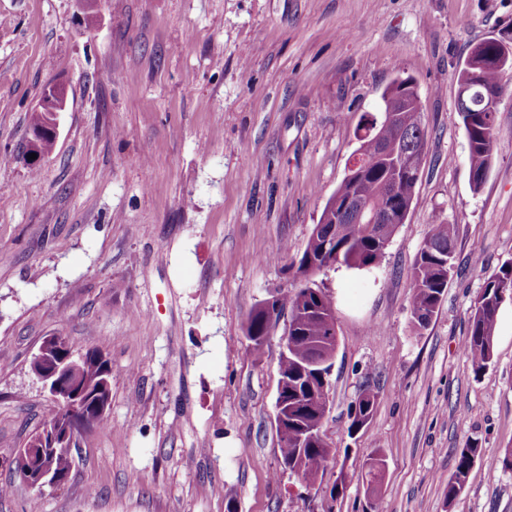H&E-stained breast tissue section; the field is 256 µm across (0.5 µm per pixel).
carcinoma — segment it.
I'll return each instance as SVG.
<instances>
[{
  "label": "carcinoma",
  "instance_id": "carcinoma-1",
  "mask_svg": "<svg viewBox=\"0 0 512 512\" xmlns=\"http://www.w3.org/2000/svg\"><path fill=\"white\" fill-rule=\"evenodd\" d=\"M420 101L418 88L409 78L395 79L383 92V111L363 116L358 135L359 148L354 152L363 164L348 169L341 184L329 197L318 224L314 226L302 254L292 261L296 273L305 284L293 293L275 296L279 311L288 312V352L280 355L279 372L288 376L283 390L288 392V438L280 439L282 463L289 469L299 467L298 477L313 485L323 472L330 456L325 441L305 438L298 447L297 438L291 433L316 434L323 426L330 409V389L324 387L323 375L329 373L331 364L325 362L337 345L336 317L330 295L311 282V278L336 264L349 269L371 271L381 263L385 254L383 244L390 242L398 225L404 223L415 193L417 178L399 175L394 218L378 224L381 233L374 237L366 225L354 220L339 218L338 212L344 201L358 197L372 205L385 201L391 185L395 158L385 153L388 148L407 152L417 149L415 132L423 125L422 115L414 109H406L403 95ZM463 124L467 133L469 165L472 185L479 189L492 162V154L498 131L492 112H463ZM336 234V243L324 252L326 234ZM457 240V225L434 224L420 249L412 270L411 306L414 323L424 328L436 313L448 284L453 268ZM512 298V261L502 264L486 282L476 298L469 317V336L465 348L474 371L481 373L492 363L495 355V329L497 313L504 298ZM267 328V316L263 306L254 308L248 316L246 335L261 337ZM88 358L81 367V381L91 390L112 378L108 362H98L99 351L87 349ZM374 400L371 393L362 392L351 409L350 430L361 429L370 420ZM480 457V449L469 446L460 452L455 473L448 479L446 499L454 500L463 490L469 471ZM382 453L374 451L367 463L365 474L367 493L378 492L382 477ZM56 472L66 480L73 465V455L59 450L54 458Z\"/></svg>",
  "mask_w": 512,
  "mask_h": 512
}]
</instances>
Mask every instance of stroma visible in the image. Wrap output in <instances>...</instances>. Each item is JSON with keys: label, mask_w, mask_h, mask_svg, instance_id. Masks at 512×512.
Returning a JSON list of instances; mask_svg holds the SVG:
<instances>
[{"label": "stroma", "mask_w": 512, "mask_h": 512, "mask_svg": "<svg viewBox=\"0 0 512 512\" xmlns=\"http://www.w3.org/2000/svg\"><path fill=\"white\" fill-rule=\"evenodd\" d=\"M489 37L512 39V0H0V512H512V471L488 470L512 448V300L488 370L463 349L512 261V73L477 189L457 107ZM398 77L418 86L425 156L380 266L314 277L338 342L331 454L308 487L275 425L286 325L253 354L247 319L300 287L290 263ZM51 84L67 107L33 173L19 152ZM435 224L458 227L454 268L419 329L411 272ZM48 336L101 351L112 401L68 480L37 492L7 462L53 410L30 370ZM365 389L372 417L352 434ZM469 445L480 457L447 500Z\"/></svg>", "instance_id": "stroma-1"}]
</instances>
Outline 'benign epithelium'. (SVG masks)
I'll return each instance as SVG.
<instances>
[{"mask_svg": "<svg viewBox=\"0 0 512 512\" xmlns=\"http://www.w3.org/2000/svg\"><path fill=\"white\" fill-rule=\"evenodd\" d=\"M496 44L497 49L492 52L479 43L473 48L471 56L503 74L511 72L512 45L499 40ZM503 93L502 85L483 88L486 111L498 110ZM66 105L67 93L63 86H50L44 90L39 108L46 112L47 131L54 136L57 135L59 114L65 111ZM31 370L48 389L57 407L71 412V419L54 423L49 434L41 430L34 433L17 453L12 469L15 477L28 486L34 483L52 486L57 483L58 475L48 456V448L73 451L79 434L106 417L110 397L104 395V391L108 384H103L97 392L96 412H86L84 405L89 402L88 390L80 380V359L74 357L69 343L60 336L44 339L31 360Z\"/></svg>", "mask_w": 512, "mask_h": 512, "instance_id": "benign-epithelium-1", "label": "benign epithelium"}]
</instances>
